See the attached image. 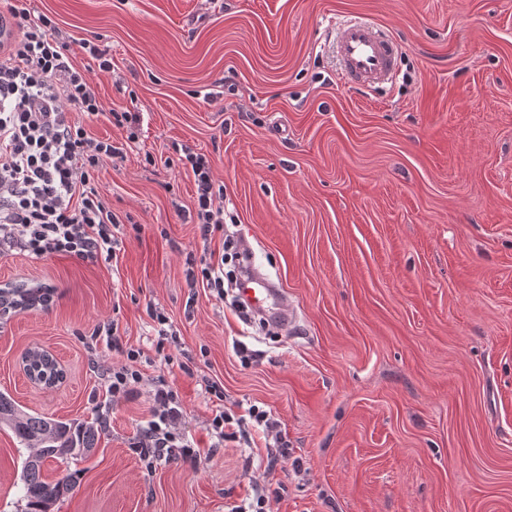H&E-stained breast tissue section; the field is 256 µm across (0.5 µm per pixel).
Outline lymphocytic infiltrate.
Masks as SVG:
<instances>
[{"mask_svg": "<svg viewBox=\"0 0 512 512\" xmlns=\"http://www.w3.org/2000/svg\"><path fill=\"white\" fill-rule=\"evenodd\" d=\"M55 22L29 8L27 0H5L0 9V254L16 252L30 258L69 257L89 265L112 262L120 224L97 181L109 162L124 157L125 145L88 134L76 114L106 116L134 133L142 121L138 112H109L99 98L97 83L112 73L108 50L82 38L70 44L56 38ZM88 61L75 66L74 50ZM181 162L194 178L195 214L203 241L224 230V187L213 174L209 158L182 146ZM187 279L216 295L224 293V257L204 251L187 257ZM113 323L97 324L92 338L110 339L122 361L106 372V390L99 403L98 423L108 426L116 399L133 394L144 379L142 350L123 346ZM153 404L146 423L130 442L148 467L173 460L194 463L202 452L178 428L182 408L176 391L164 377L152 380ZM214 405L207 431L217 440L247 437L261 429L275 443L262 467L272 470L288 462L292 452L271 412L250 405L236 413L224 405L222 385L205 387Z\"/></svg>", "mask_w": 512, "mask_h": 512, "instance_id": "obj_1", "label": "lymphocytic infiltrate"}]
</instances>
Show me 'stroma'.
<instances>
[{"mask_svg":"<svg viewBox=\"0 0 512 512\" xmlns=\"http://www.w3.org/2000/svg\"><path fill=\"white\" fill-rule=\"evenodd\" d=\"M69 41L99 37L114 74L98 90L140 111L139 140L100 184L123 225L117 266L0 256V284L53 287L47 307L0 332V392L20 407L94 424L100 368L118 362L99 322L153 353L162 308L193 374L143 366L113 403L50 512H229L253 496L259 432L191 465L147 470L128 442L149 417L150 381L180 396L183 435L209 448V379L225 404L283 423L292 455L268 480L272 512H512V0H32ZM366 19L401 44L393 81L344 84L332 46ZM209 155L224 226L283 288L294 319L262 332L235 295L188 287L204 244L187 212L194 182L173 150ZM65 373L30 384L21 358ZM251 356L242 363L237 350ZM29 451L0 426V512H23Z\"/></svg>","mask_w":512,"mask_h":512,"instance_id":"obj_1","label":"stroma"}]
</instances>
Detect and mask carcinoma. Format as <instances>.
I'll return each instance as SVG.
<instances>
[{
	"instance_id": "1",
	"label": "carcinoma",
	"mask_w": 512,
	"mask_h": 512,
	"mask_svg": "<svg viewBox=\"0 0 512 512\" xmlns=\"http://www.w3.org/2000/svg\"><path fill=\"white\" fill-rule=\"evenodd\" d=\"M0 295L10 310L26 306L28 294L21 285L0 290ZM0 425L9 428L20 444L35 450L25 460L21 478L20 500L25 502V512H50L51 506L69 493L71 479L47 480L42 473L45 463L84 458L96 447L99 430L28 414L4 393H0Z\"/></svg>"
}]
</instances>
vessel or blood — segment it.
Returning <instances> with one entry per match:
<instances>
[{"label":"vessel or blood","instance_id":"b4317fda","mask_svg":"<svg viewBox=\"0 0 512 512\" xmlns=\"http://www.w3.org/2000/svg\"><path fill=\"white\" fill-rule=\"evenodd\" d=\"M337 54L343 81L353 87H366L389 80L395 73L398 46L395 40L374 25L352 21L341 29ZM273 286L257 274L243 280L239 294L253 312L264 313V303L273 297Z\"/></svg>","mask_w":512,"mask_h":512}]
</instances>
